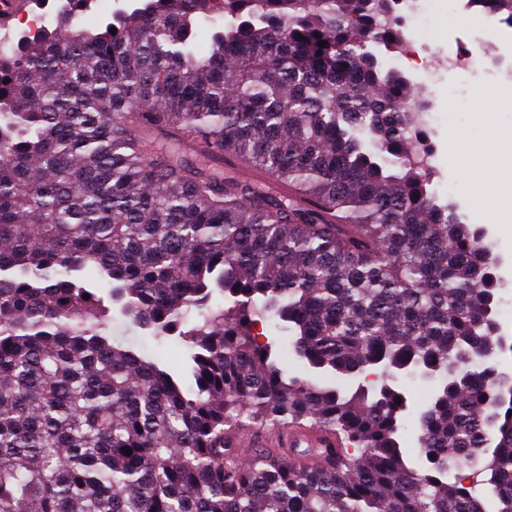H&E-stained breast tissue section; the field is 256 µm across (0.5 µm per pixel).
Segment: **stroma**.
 <instances>
[{
  "instance_id": "1",
  "label": "stroma",
  "mask_w": 512,
  "mask_h": 512,
  "mask_svg": "<svg viewBox=\"0 0 512 512\" xmlns=\"http://www.w3.org/2000/svg\"><path fill=\"white\" fill-rule=\"evenodd\" d=\"M472 27L471 19L457 11L455 0H424L410 22L404 54L394 55L390 63L411 80L432 82L435 110L424 116L434 153L432 187L439 202L455 204L468 223L486 230L502 280L501 334L512 343V222L488 223L486 215L473 208L462 165L466 158L488 162L496 182H512V71L491 74L473 64ZM425 45L433 62L427 71L417 66ZM485 87L499 92L489 112L480 111L475 99L476 89Z\"/></svg>"
}]
</instances>
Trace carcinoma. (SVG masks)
<instances>
[{
    "label": "carcinoma",
    "instance_id": "cac0c4a2",
    "mask_svg": "<svg viewBox=\"0 0 512 512\" xmlns=\"http://www.w3.org/2000/svg\"><path fill=\"white\" fill-rule=\"evenodd\" d=\"M88 2L0 48V512H512L501 281L411 160L429 101L377 53L403 46L391 0L209 25L213 0H144L76 31ZM106 300L184 365L114 339ZM252 427L339 446L224 445ZM285 448H334V435L311 428L290 429L282 434Z\"/></svg>",
    "mask_w": 512,
    "mask_h": 512
}]
</instances>
